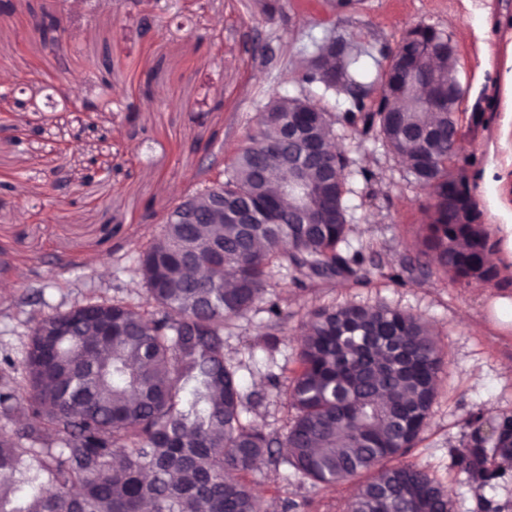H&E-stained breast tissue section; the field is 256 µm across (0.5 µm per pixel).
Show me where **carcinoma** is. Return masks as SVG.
Returning <instances> with one entry per match:
<instances>
[{
  "label": "carcinoma",
  "instance_id": "1",
  "mask_svg": "<svg viewBox=\"0 0 512 512\" xmlns=\"http://www.w3.org/2000/svg\"><path fill=\"white\" fill-rule=\"evenodd\" d=\"M332 66L315 53L307 85L344 93V123L377 133L429 191L420 255L460 284L492 282L502 240L482 221L474 181L458 165L465 132L435 101L458 72L450 37L415 27L389 53L376 109L367 108L364 51L339 36ZM333 139L331 113L306 95L272 96L224 173V223L208 224L210 188L171 206L194 205L195 223L163 224L138 257L152 309L86 301L38 319L18 387L0 366V512H266L244 476L260 461L285 463L322 486L361 476L347 512H452V499L423 468L404 463L427 419L441 370L427 324L383 304L319 306L303 326L299 367L286 377L295 415L272 436L247 419L239 366L226 359L224 327L245 318L286 267L299 285L366 276L373 258L344 254L348 230L341 151L303 170L288 163ZM296 178L312 198L305 217L279 206ZM512 452V419L498 422ZM455 464L485 484L498 474L478 451Z\"/></svg>",
  "mask_w": 512,
  "mask_h": 512
}]
</instances>
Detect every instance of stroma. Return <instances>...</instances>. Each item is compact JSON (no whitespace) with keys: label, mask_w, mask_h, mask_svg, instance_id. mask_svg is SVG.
<instances>
[{"label":"stroma","mask_w":512,"mask_h":512,"mask_svg":"<svg viewBox=\"0 0 512 512\" xmlns=\"http://www.w3.org/2000/svg\"><path fill=\"white\" fill-rule=\"evenodd\" d=\"M41 11L61 18L58 50L45 48L31 25ZM419 25L456 45L467 89L461 118L494 109L489 124L468 128L462 154L473 159L485 223L497 236L512 235V0H363L341 15L327 0H12L0 9V73L10 76L0 96V359L22 364L35 316L89 299L145 304L137 259L159 236L170 203L204 179L209 159L234 157L272 94L305 93L335 116L336 142L355 171L342 249L364 250L377 267L361 280L302 286L280 270L273 297L284 317L275 352L257 343L269 330L265 305L225 329L224 350L241 365L243 393L255 399L247 417L271 435L285 433L291 411L266 377L296 368L310 310L399 309L431 326L444 359L406 462L449 490L453 512H512V456L486 443L484 465L499 473L487 486L453 462L473 446V413H483L487 426L512 418V321L493 312L498 297H512V251L495 256V283L459 284L437 269L404 272L427 221L426 191L380 139H358L342 122L348 96L302 81L313 43L343 36L364 49L374 73ZM254 43L264 55L250 53ZM92 161L111 175L89 177ZM361 167L371 181L357 176ZM248 480L269 512L286 502L291 512H346L357 485L316 486L287 465H261Z\"/></svg>","instance_id":"35a3bbf8"}]
</instances>
